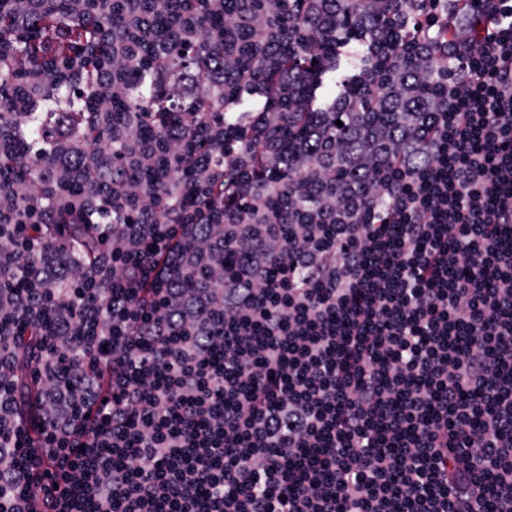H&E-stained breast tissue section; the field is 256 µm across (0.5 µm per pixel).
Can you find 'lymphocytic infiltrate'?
<instances>
[{
	"label": "lymphocytic infiltrate",
	"instance_id": "f902f5d3",
	"mask_svg": "<svg viewBox=\"0 0 512 512\" xmlns=\"http://www.w3.org/2000/svg\"><path fill=\"white\" fill-rule=\"evenodd\" d=\"M208 8L0 12L21 115L97 88L51 163L0 126V512H512V0ZM174 13L198 111L115 117ZM169 28L170 21L162 19L158 21L152 30L139 32L134 36L140 43L145 58L154 52L159 43L169 40ZM185 51V54H182ZM171 65L177 74L196 75L198 67L203 62H209L212 66L220 64V58L215 56L206 42H199L190 49L174 48L171 51Z\"/></svg>",
	"mask_w": 512,
	"mask_h": 512
}]
</instances>
